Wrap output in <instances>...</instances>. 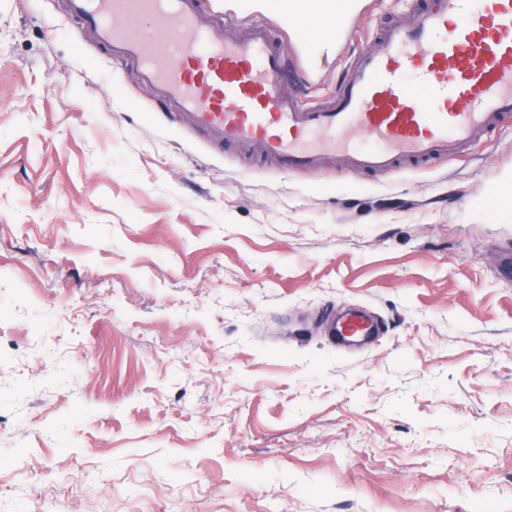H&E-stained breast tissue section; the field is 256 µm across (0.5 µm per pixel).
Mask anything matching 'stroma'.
<instances>
[{
	"instance_id": "stroma-1",
	"label": "stroma",
	"mask_w": 512,
	"mask_h": 512,
	"mask_svg": "<svg viewBox=\"0 0 512 512\" xmlns=\"http://www.w3.org/2000/svg\"><path fill=\"white\" fill-rule=\"evenodd\" d=\"M288 48L327 102L416 0ZM512 134L374 175L177 124L68 0H0V512H512ZM374 308L366 350L328 307Z\"/></svg>"
}]
</instances>
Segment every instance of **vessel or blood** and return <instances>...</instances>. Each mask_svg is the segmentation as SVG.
I'll return each mask as SVG.
<instances>
[{
    "mask_svg": "<svg viewBox=\"0 0 512 512\" xmlns=\"http://www.w3.org/2000/svg\"><path fill=\"white\" fill-rule=\"evenodd\" d=\"M71 13L118 62L136 64L142 83L205 131L217 150L245 149L285 171L343 155L371 173L451 156L512 128V0H429L380 30L350 64L336 95L311 105L282 84L297 69L278 26L240 34L235 15L201 0H70ZM364 132L367 143L348 137ZM334 344L377 335L370 311H329Z\"/></svg>",
    "mask_w": 512,
    "mask_h": 512,
    "instance_id": "1",
    "label": "vessel or blood"
}]
</instances>
